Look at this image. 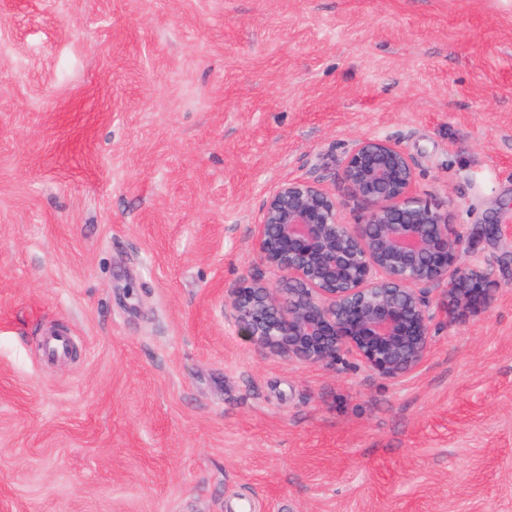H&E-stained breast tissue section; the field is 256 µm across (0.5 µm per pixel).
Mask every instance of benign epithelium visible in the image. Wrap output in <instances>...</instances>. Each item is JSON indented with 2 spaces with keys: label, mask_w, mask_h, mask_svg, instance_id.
Wrapping results in <instances>:
<instances>
[{
  "label": "benign epithelium",
  "mask_w": 512,
  "mask_h": 512,
  "mask_svg": "<svg viewBox=\"0 0 512 512\" xmlns=\"http://www.w3.org/2000/svg\"><path fill=\"white\" fill-rule=\"evenodd\" d=\"M364 221L340 220L336 190L288 180L266 197L254 225L261 261L282 274L276 287L245 280L228 311L243 334L293 362L337 365L351 358L386 379L415 371L427 356L433 318L422 285H446L450 320L477 316L497 284L449 214L415 192L410 156L389 139L352 141L337 160Z\"/></svg>",
  "instance_id": "obj_1"
}]
</instances>
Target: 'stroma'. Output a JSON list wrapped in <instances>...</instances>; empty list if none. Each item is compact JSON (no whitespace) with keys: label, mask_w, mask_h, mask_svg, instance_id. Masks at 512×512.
<instances>
[{"label":"stroma","mask_w":512,"mask_h":512,"mask_svg":"<svg viewBox=\"0 0 512 512\" xmlns=\"http://www.w3.org/2000/svg\"><path fill=\"white\" fill-rule=\"evenodd\" d=\"M413 159L499 284L400 379L259 348L281 182ZM512 0H0V512H512ZM73 355L42 354L48 328Z\"/></svg>","instance_id":"stroma-1"}]
</instances>
